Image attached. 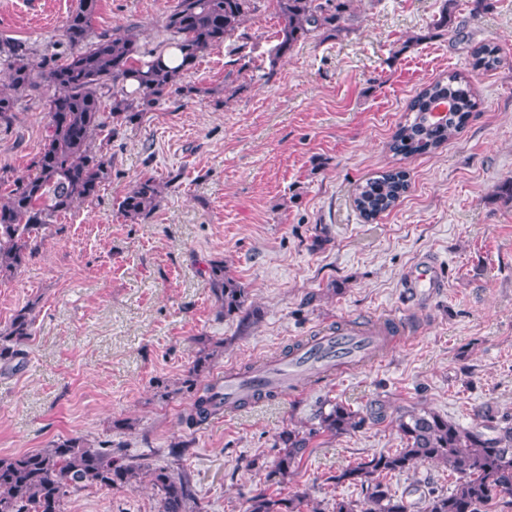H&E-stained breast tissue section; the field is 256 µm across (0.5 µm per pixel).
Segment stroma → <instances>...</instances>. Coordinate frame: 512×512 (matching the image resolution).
Listing matches in <instances>:
<instances>
[{
    "label": "stroma",
    "mask_w": 512,
    "mask_h": 512,
    "mask_svg": "<svg viewBox=\"0 0 512 512\" xmlns=\"http://www.w3.org/2000/svg\"><path fill=\"white\" fill-rule=\"evenodd\" d=\"M173 4L100 0L94 30L131 28L143 49L161 51L175 41L165 26ZM76 5L0 0V39L26 41L37 60L60 55L62 22ZM447 6L448 30L437 25ZM472 8L473 0H354L344 31L309 38L273 68L278 22L261 7L183 73L187 94L102 144L110 179L0 284V327L26 305L36 315L16 365L0 368V455L78 434L185 469L201 512H242L260 488L305 491L333 512L336 501L363 499L333 475L402 448L400 413L425 408L463 426L512 415V202L500 192L512 178V0ZM484 43L499 49L495 70L471 67L472 49ZM449 72L468 75L477 101L463 129L435 152L393 156L388 143L409 120L410 100ZM47 97L22 94L0 124L1 176L35 174ZM398 167L407 192L363 219L358 186ZM149 176L167 185L160 205L130 220L119 203ZM214 260L248 289L260 322L245 328L219 314ZM423 265L440 285L412 291ZM391 311L409 314V336L296 395L191 429L180 422L187 395L157 397L191 366L198 337L224 344L206 385L320 329ZM336 401L365 416V427L313 439L292 477L273 475L279 433ZM180 440L190 447L176 459L168 450ZM387 482L415 502L432 488L450 491L455 478L426 462ZM65 512H157V498L147 484L89 486Z\"/></svg>",
    "instance_id": "stroma-1"
}]
</instances>
